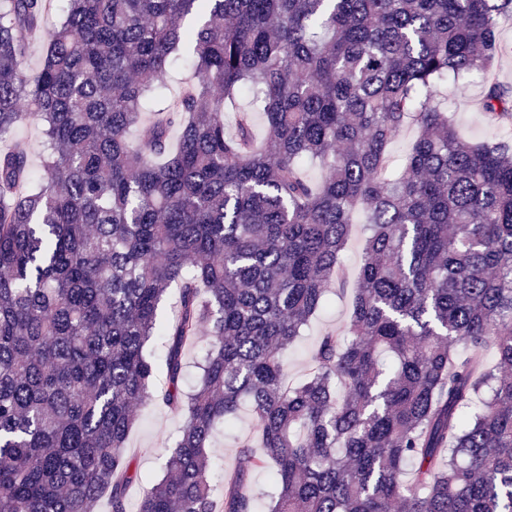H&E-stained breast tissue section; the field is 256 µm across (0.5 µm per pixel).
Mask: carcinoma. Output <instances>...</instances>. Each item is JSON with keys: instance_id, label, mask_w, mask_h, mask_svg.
Here are the masks:
<instances>
[{"instance_id": "obj_1", "label": "carcinoma", "mask_w": 512, "mask_h": 512, "mask_svg": "<svg viewBox=\"0 0 512 512\" xmlns=\"http://www.w3.org/2000/svg\"><path fill=\"white\" fill-rule=\"evenodd\" d=\"M54 2L0 0V140L34 118L46 147L34 187L25 149L0 152V512H94L106 491L128 512L147 402L184 423L136 512H255V469L269 512H512V140H463L438 99L503 55L512 0H64L44 30ZM183 49L193 79L146 115ZM481 108L512 125V84ZM357 208L350 321L290 384L283 355L345 285ZM244 401L258 444L217 495L212 429ZM417 129L415 126L406 127L399 137L389 147L390 166L393 171L399 172L403 161L408 154L411 145L416 137ZM211 338L206 333L197 337L195 342L187 346L184 355L185 368L183 373V387L186 391L195 388L200 370L198 364L210 346ZM249 482L250 487L258 500L259 511L257 512H267L274 488L266 478V473L263 470H256L252 472Z\"/></svg>"}]
</instances>
